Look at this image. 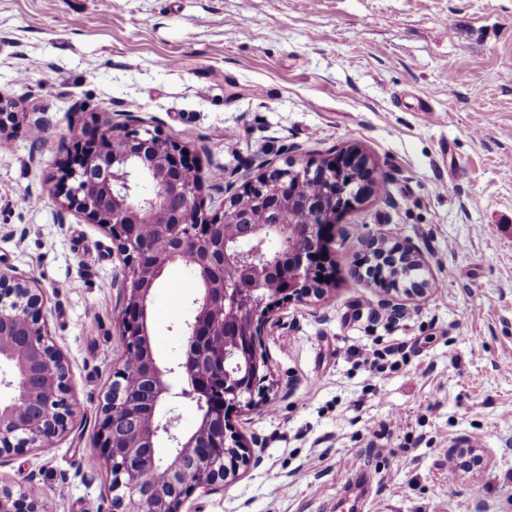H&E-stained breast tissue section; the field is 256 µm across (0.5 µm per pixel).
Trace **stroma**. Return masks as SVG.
Returning a JSON list of instances; mask_svg holds the SVG:
<instances>
[{
  "instance_id": "35a3bbf8",
  "label": "stroma",
  "mask_w": 512,
  "mask_h": 512,
  "mask_svg": "<svg viewBox=\"0 0 512 512\" xmlns=\"http://www.w3.org/2000/svg\"><path fill=\"white\" fill-rule=\"evenodd\" d=\"M0 95L16 110L0 151V266L41 289L78 407L51 446L0 457L1 487L56 512H113L93 448L125 360V267L55 184L76 144L114 120L182 141L204 200L234 173L347 145L385 176L340 221L333 285L270 315L273 408L231 416L246 463L182 512H512V0H0ZM372 232L417 247L436 284L396 321L355 266ZM191 278L173 264L154 292L151 341L168 365ZM392 344L404 357L380 372L348 353ZM395 415L401 429L384 432ZM459 446L480 462L452 475ZM363 468L373 484L345 496Z\"/></svg>"
}]
</instances>
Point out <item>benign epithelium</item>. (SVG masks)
Masks as SVG:
<instances>
[{"instance_id":"obj_1","label":"benign epithelium","mask_w":512,"mask_h":512,"mask_svg":"<svg viewBox=\"0 0 512 512\" xmlns=\"http://www.w3.org/2000/svg\"><path fill=\"white\" fill-rule=\"evenodd\" d=\"M196 177L187 180L185 173ZM322 176L319 196L299 199L292 183ZM370 160L357 148L317 159H293L256 178L243 175L242 189L222 199L212 214L200 199L202 177L188 148L173 137L114 122L99 138L77 145L64 171L68 204L94 224L109 229L127 267L121 288L125 303L119 325L126 352H140L137 366L115 372L102 409L96 444L112 474L114 506L129 502L128 512H181L197 489H211L236 472L245 447L230 422L232 413L257 406L268 378L260 349L261 327L272 307L314 293L332 279L325 271L329 245L342 216L368 192ZM152 192H142L143 183ZM385 238L364 239L365 261L381 285L422 295L427 280L419 250L411 244L384 248ZM184 262L198 283L194 310L183 335L188 349L174 366L161 364L151 346L150 307L154 288L166 268ZM237 271L224 278V268ZM320 269L323 280H313ZM384 308L394 320L406 316V300L387 297ZM0 365L14 388L0 399V457L29 446H49L75 414L69 372L63 356L49 344L40 289L0 269ZM135 372L144 383L131 388ZM185 386L174 391L170 375ZM195 406L191 432L174 433L177 417L162 420L172 399ZM28 408L20 421L16 407ZM199 447L189 466L178 456L161 457L158 444ZM47 498H29L0 488V512H45Z\"/></svg>"}]
</instances>
